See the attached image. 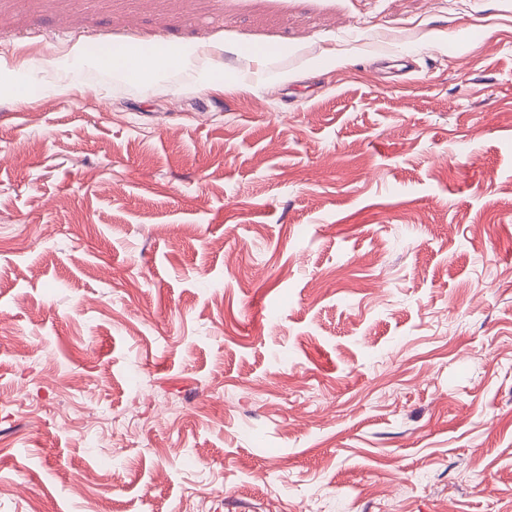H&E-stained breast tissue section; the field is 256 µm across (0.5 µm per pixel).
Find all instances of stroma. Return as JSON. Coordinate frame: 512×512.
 <instances>
[{"label":"stroma","mask_w":512,"mask_h":512,"mask_svg":"<svg viewBox=\"0 0 512 512\" xmlns=\"http://www.w3.org/2000/svg\"><path fill=\"white\" fill-rule=\"evenodd\" d=\"M0 512H512V0H0ZM183 66L170 47L158 46L150 54L131 57L125 53H114L103 62V68L121 74L137 83L147 81L154 74L179 69Z\"/></svg>","instance_id":"35a3bbf8"}]
</instances>
